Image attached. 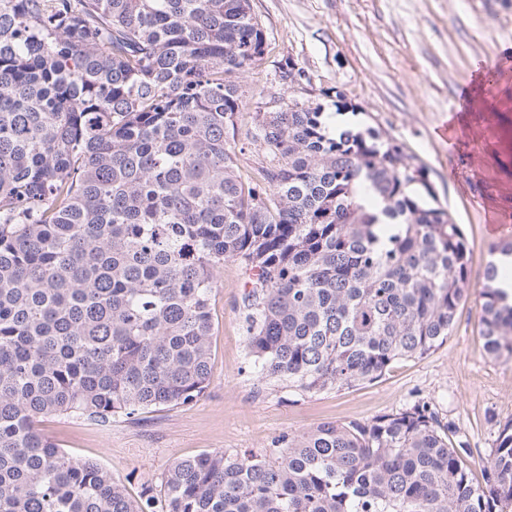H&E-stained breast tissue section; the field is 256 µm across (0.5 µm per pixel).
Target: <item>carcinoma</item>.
Here are the masks:
<instances>
[{
  "instance_id": "1",
  "label": "carcinoma",
  "mask_w": 512,
  "mask_h": 512,
  "mask_svg": "<svg viewBox=\"0 0 512 512\" xmlns=\"http://www.w3.org/2000/svg\"><path fill=\"white\" fill-rule=\"evenodd\" d=\"M266 40L250 0H0V512H512V421L476 482L428 403L324 423L261 453L177 458L132 500L37 423L188 405L211 380V299L252 271L264 381L353 387L448 339L467 297L460 225L375 129L330 136L321 104L254 112L270 164L237 168L240 76ZM369 183L398 231L381 239ZM485 269L481 336L512 359Z\"/></svg>"
}]
</instances>
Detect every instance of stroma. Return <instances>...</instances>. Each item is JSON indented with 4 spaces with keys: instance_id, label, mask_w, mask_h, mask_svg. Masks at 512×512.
Listing matches in <instances>:
<instances>
[{
    "instance_id": "1",
    "label": "stroma",
    "mask_w": 512,
    "mask_h": 512,
    "mask_svg": "<svg viewBox=\"0 0 512 512\" xmlns=\"http://www.w3.org/2000/svg\"><path fill=\"white\" fill-rule=\"evenodd\" d=\"M251 6L266 55L240 80L241 174L256 175L268 163L264 146L253 140L251 116L257 103L288 97L280 79L284 60H294L316 88L330 89L317 98L326 116L337 112L333 90L343 92L358 130H379L411 165L424 167L414 195L434 196L464 233L469 293L451 335L426 356L397 362L381 379L354 387L303 393L261 381L246 347V276L228 261L211 302L212 376L201 398L109 424L52 415L39 428L69 455L111 468L136 500L144 487L160 488L174 458L259 452L285 434L324 422H369L422 399L455 424L456 440L470 447L466 462L480 475L499 425L512 421V360L491 357L480 336L482 273L495 243L487 218H512V84L465 113L453 145L438 129L476 62L512 54V0H251ZM473 140L482 143L476 155L468 148ZM452 162L461 179H449Z\"/></svg>"
}]
</instances>
